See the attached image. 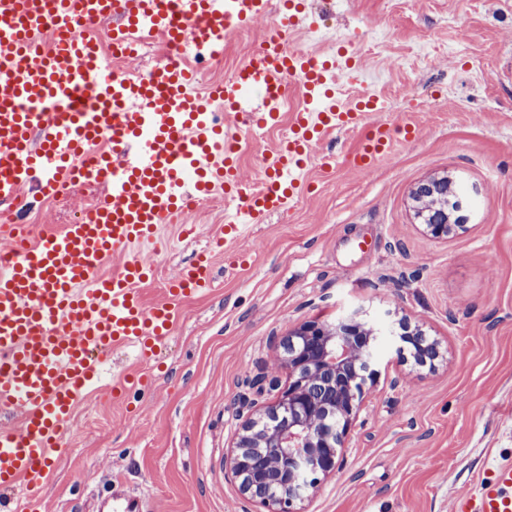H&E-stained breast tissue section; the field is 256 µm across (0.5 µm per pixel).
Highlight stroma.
I'll return each mask as SVG.
<instances>
[{
    "mask_svg": "<svg viewBox=\"0 0 512 512\" xmlns=\"http://www.w3.org/2000/svg\"><path fill=\"white\" fill-rule=\"evenodd\" d=\"M306 12L286 28L271 12L254 33L284 28L289 47L312 53L343 44L366 75L340 77L343 95L377 97L369 122L411 123L414 137L363 171L346 163L359 132L331 134L336 168L309 166L310 191L248 225L237 247L213 245L220 200L189 214L192 234L162 226L145 303L205 251L213 286L183 302L150 366L129 346L104 353L99 387L76 409L85 433L65 440L40 512H96L111 484L141 495L145 512H267L232 477V446L274 402L270 380L288 385L282 338L353 312L419 327L442 357L385 358L341 466L298 512H452L490 468L512 463V0H306ZM239 134L242 173L262 184L281 131ZM443 176L463 189L464 228L434 239L412 194ZM97 194L30 197L38 230H60Z\"/></svg>",
    "mask_w": 512,
    "mask_h": 512,
    "instance_id": "obj_1",
    "label": "stroma"
}]
</instances>
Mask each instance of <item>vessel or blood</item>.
Here are the masks:
<instances>
[{
	"label": "vessel or blood",
	"mask_w": 512,
	"mask_h": 512,
	"mask_svg": "<svg viewBox=\"0 0 512 512\" xmlns=\"http://www.w3.org/2000/svg\"><path fill=\"white\" fill-rule=\"evenodd\" d=\"M271 8V0H0V207H15L30 187L46 198L81 183L105 187L59 233L23 241L14 225H0L10 243L0 268V413L20 417L19 427L0 426V505L8 512H37L105 351L130 345L154 360L184 300L213 284L210 257L199 254L146 307L141 286L155 265L134 246L198 200L220 196L233 204L224 226V243L232 245L241 225L261 223L300 198L311 158L323 171L334 168L333 152H312L332 131L361 130L356 167L373 168L391 153V127L366 121L375 97L352 107L328 97L348 62L290 49L278 30L210 95L194 91L181 58L220 56L231 29ZM98 24L113 50L130 58L162 37L163 67L114 74L103 42L83 35ZM291 79L306 107L267 158L262 186H249L230 119L276 128ZM258 87L264 95L253 109ZM117 258L119 271L99 277ZM453 512H512V464L493 467L474 492L455 499Z\"/></svg>",
	"instance_id": "b4317fda"
}]
</instances>
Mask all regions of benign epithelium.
<instances>
[{"label": "benign epithelium", "instance_id": "benign-epithelium-1", "mask_svg": "<svg viewBox=\"0 0 512 512\" xmlns=\"http://www.w3.org/2000/svg\"><path fill=\"white\" fill-rule=\"evenodd\" d=\"M378 336L352 314L334 325L302 324L283 343L290 345L283 368L288 387L271 406L276 419L246 423L238 434L231 471L244 494L260 500L268 512H295L294 505L310 497L318 476L336 470L345 436L364 400V385L381 358ZM419 350L433 361L438 344L419 331L391 336V347ZM333 406L338 422L330 427L317 419L318 409Z\"/></svg>", "mask_w": 512, "mask_h": 512}]
</instances>
